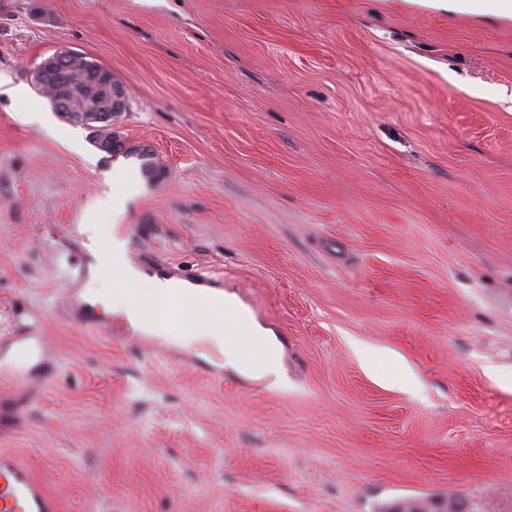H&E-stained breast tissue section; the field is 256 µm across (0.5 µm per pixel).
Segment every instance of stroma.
<instances>
[{
    "label": "stroma",
    "mask_w": 512,
    "mask_h": 512,
    "mask_svg": "<svg viewBox=\"0 0 512 512\" xmlns=\"http://www.w3.org/2000/svg\"><path fill=\"white\" fill-rule=\"evenodd\" d=\"M67 50L124 87L126 154L33 88ZM0 81L28 94H0V358L22 337L55 347L0 369V450L67 512H512V19L423 0H0ZM30 109L45 126L16 120ZM128 172L144 184L128 252L249 294L286 389L69 318L90 261L77 227ZM355 341L419 388L367 374ZM62 59L60 52H57L42 60L32 69V82L38 90L45 89L50 79L57 78L60 74L59 67ZM460 498H455L452 500H441V499H427V500H421V499H407L403 500L402 502H406L407 504L404 505L405 508H407L406 511H404L402 508H399L402 504V502H398L395 504L389 505L384 511L385 512H397L395 508H399L398 510L401 512H459L457 510V504L461 502L459 500ZM438 504V505H437ZM436 508L438 507L441 511H428V508ZM446 509V510H445Z\"/></svg>",
    "instance_id": "1"
}]
</instances>
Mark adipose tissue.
I'll return each mask as SVG.
<instances>
[{
	"label": "adipose tissue",
	"mask_w": 512,
	"mask_h": 512,
	"mask_svg": "<svg viewBox=\"0 0 512 512\" xmlns=\"http://www.w3.org/2000/svg\"><path fill=\"white\" fill-rule=\"evenodd\" d=\"M78 231L91 257L90 278H97L105 263L111 264L117 272L112 284V301L105 305V312L124 315L134 329L152 340L166 345L177 344L186 318L179 307L188 303L206 310V327L197 339L203 348V358L216 357L225 365L238 369L243 365L246 346H272L268 333L223 291L202 289L171 279L146 278L128 264L124 240L115 233L102 238L100 226L91 214H84ZM146 304L163 310V317L145 319L142 307Z\"/></svg>",
	"instance_id": "1"
}]
</instances>
